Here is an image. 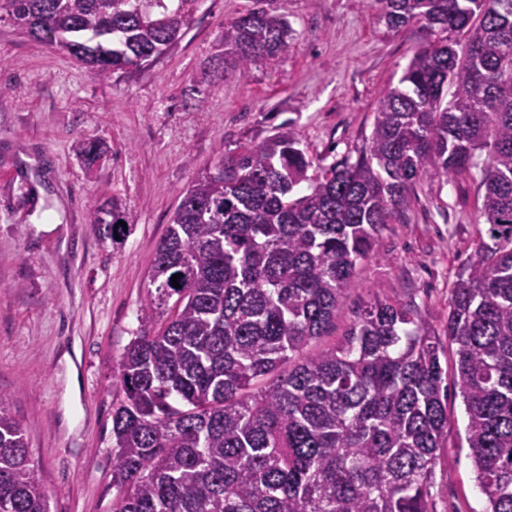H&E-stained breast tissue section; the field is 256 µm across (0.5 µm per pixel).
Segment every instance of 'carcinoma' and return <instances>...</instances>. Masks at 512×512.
Masks as SVG:
<instances>
[{
    "label": "carcinoma",
    "instance_id": "1",
    "mask_svg": "<svg viewBox=\"0 0 512 512\" xmlns=\"http://www.w3.org/2000/svg\"><path fill=\"white\" fill-rule=\"evenodd\" d=\"M177 2L0 0V11L106 77L181 38L190 0ZM372 3L391 27L419 23L433 39L381 92L368 148L310 177L284 123L183 193L156 249L141 333L120 360L112 512H430L450 379L486 512H512V0ZM108 32L112 47L86 59ZM291 41L272 9L224 20V55L241 77ZM424 175L484 188L491 243H479L455 283L453 375L420 311L385 300L333 348L295 361L325 335ZM89 221L106 235L130 223L115 199ZM0 512H48L1 400Z\"/></svg>",
    "mask_w": 512,
    "mask_h": 512
}]
</instances>
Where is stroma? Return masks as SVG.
Here are the masks:
<instances>
[{"instance_id":"1","label":"stroma","mask_w":512,"mask_h":512,"mask_svg":"<svg viewBox=\"0 0 512 512\" xmlns=\"http://www.w3.org/2000/svg\"><path fill=\"white\" fill-rule=\"evenodd\" d=\"M252 6L190 0L180 41L107 78L0 17V87L13 89L0 98V400L24 432L50 512L112 508L120 359L141 332L155 250L190 182L287 120L313 161L357 157L382 89L426 36L415 23L389 27L370 0H274L291 47L241 78L224 63V21ZM90 142L105 147L91 165ZM482 194L467 177L420 178L402 221L382 230L335 322L302 357L333 347L377 297L415 306L445 337L459 270L488 237ZM113 198L132 217L117 240L89 221ZM466 423L449 386L432 512L487 508Z\"/></svg>"}]
</instances>
